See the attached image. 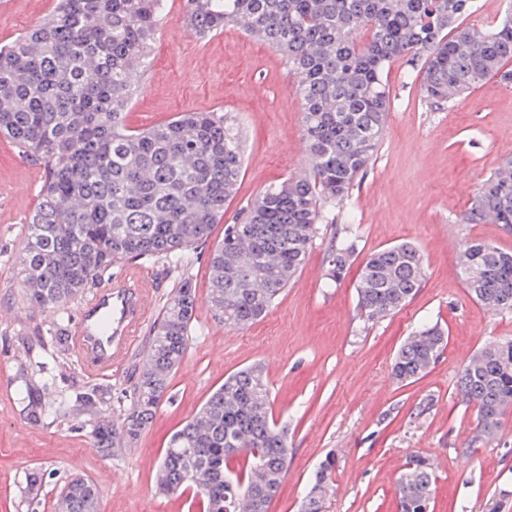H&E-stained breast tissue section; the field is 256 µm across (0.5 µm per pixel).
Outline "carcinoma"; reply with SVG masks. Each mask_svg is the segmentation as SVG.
I'll return each instance as SVG.
<instances>
[{
  "label": "carcinoma",
  "mask_w": 512,
  "mask_h": 512,
  "mask_svg": "<svg viewBox=\"0 0 512 512\" xmlns=\"http://www.w3.org/2000/svg\"><path fill=\"white\" fill-rule=\"evenodd\" d=\"M200 38L235 26L284 58L302 102L307 164L271 185L224 227L209 263L208 303L239 328L265 316L305 264L326 209L345 201L370 165L391 109L387 75L400 63L420 77L437 109L497 77L512 83V7L494 28L463 25L476 0H182ZM168 0H59L37 27L0 48V135L48 175L26 225L20 261L23 298L58 313L112 274L125 258L180 268L207 242L234 197L244 138L223 112H182L143 129L126 110L153 52ZM464 224H498L512 233V161L477 189ZM355 253L343 238L327 256L339 283ZM468 295L490 311L512 310V252L491 242L458 257ZM426 279L424 257L409 242L373 251L356 288L358 309L377 320L400 310ZM196 303L184 281L154 327L119 422L104 415L94 446H131L152 422L191 338ZM447 338L438 325L407 337L392 366L401 384L425 375ZM458 396L477 410L471 444L494 442L512 409V338L495 340L465 362ZM93 410L99 391L75 393ZM288 425L274 419L261 365L227 375L200 411L169 439L157 490L195 487L203 512H268L290 465ZM336 458L322 460L301 512H322ZM435 476L415 456L397 478L399 512H430ZM64 512H97L96 485L64 487Z\"/></svg>",
  "instance_id": "carcinoma-1"
}]
</instances>
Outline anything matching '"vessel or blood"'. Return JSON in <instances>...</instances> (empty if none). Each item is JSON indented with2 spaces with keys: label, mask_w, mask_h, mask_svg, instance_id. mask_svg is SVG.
I'll return each mask as SVG.
<instances>
[{
  "label": "vessel or blood",
  "mask_w": 512,
  "mask_h": 512,
  "mask_svg": "<svg viewBox=\"0 0 512 512\" xmlns=\"http://www.w3.org/2000/svg\"><path fill=\"white\" fill-rule=\"evenodd\" d=\"M150 288L141 270L129 268L83 301L68 332L71 354L88 376L111 378L146 319Z\"/></svg>",
  "instance_id": "obj_1"
}]
</instances>
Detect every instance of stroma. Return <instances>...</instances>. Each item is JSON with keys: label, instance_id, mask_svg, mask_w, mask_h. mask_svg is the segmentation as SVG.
I'll list each match as a JSON object with an SVG mask.
<instances>
[{"label": "stroma", "instance_id": "stroma-1", "mask_svg": "<svg viewBox=\"0 0 512 512\" xmlns=\"http://www.w3.org/2000/svg\"><path fill=\"white\" fill-rule=\"evenodd\" d=\"M56 0H0V45L13 42L53 13ZM394 106L362 181L335 220L318 225L306 262L268 313L243 328L224 325L208 297V257L224 236L191 252L179 271L167 263L129 258L113 266L142 269L153 283L152 303L131 352L111 379L91 381L74 358L45 362L41 340L55 315L22 298L20 257L26 219L35 209L47 168L0 138V512H55L66 482L81 475L98 488V512H198L192 495L166 497L155 474L170 435L190 420L226 375L262 363L273 414L287 422L292 448L288 475L269 512H298L313 474L335 455L336 477L324 512H396L395 483L410 456L433 465V512H512V412L500 439L470 448L475 411L457 395L465 362L488 340L512 336V311L474 302L460 279L457 255L470 241L512 251V234L495 224L461 223L484 178L512 156V84L491 78L444 109L427 104L404 66L388 75ZM284 59L229 26L198 38L186 25L181 0L168 13L140 87L127 109L132 128L155 126L179 112L223 111L246 137L244 174L225 222L271 184L305 162L302 105ZM351 232L357 250L344 280L327 286L326 255L334 238ZM410 241L423 252L426 282L397 313L368 322L356 308V284L374 250ZM188 278L196 289L192 337L136 453L126 447L102 456L89 432L95 415L72 405L48 411L61 392L90 384L106 394L103 409L120 419L134 369L165 305ZM440 323L448 345L422 378L402 385L392 363L405 338L426 322ZM43 474L28 490L31 470Z\"/></svg>", "mask_w": 512, "mask_h": 512}]
</instances>
